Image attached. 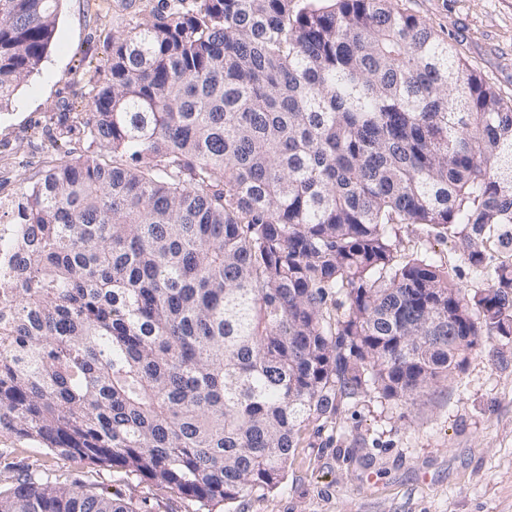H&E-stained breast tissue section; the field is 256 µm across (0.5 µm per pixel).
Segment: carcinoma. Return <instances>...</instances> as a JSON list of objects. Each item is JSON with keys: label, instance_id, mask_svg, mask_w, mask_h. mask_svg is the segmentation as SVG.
I'll return each instance as SVG.
<instances>
[{"label": "carcinoma", "instance_id": "1", "mask_svg": "<svg viewBox=\"0 0 512 512\" xmlns=\"http://www.w3.org/2000/svg\"><path fill=\"white\" fill-rule=\"evenodd\" d=\"M60 2L0 0V108ZM195 3L107 37L16 192L0 430L224 512L343 398L420 405L512 338V105L388 0ZM399 224L461 238L485 288ZM0 512L141 509L43 474Z\"/></svg>", "mask_w": 512, "mask_h": 512}]
</instances>
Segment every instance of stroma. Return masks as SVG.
Returning a JSON list of instances; mask_svg holds the SVG:
<instances>
[{"label": "stroma", "instance_id": "stroma-1", "mask_svg": "<svg viewBox=\"0 0 512 512\" xmlns=\"http://www.w3.org/2000/svg\"><path fill=\"white\" fill-rule=\"evenodd\" d=\"M456 45L466 66L512 102V0H389ZM177 0H63L58 36L40 70L0 109V199L14 196L56 155L52 135L64 103L90 97L87 71L107 56L106 38ZM402 250L460 266L462 242L427 227H398ZM466 292L485 280L470 267ZM486 351L414 409L378 395L346 398L337 415L307 427L281 485L224 512H512V339L489 336ZM50 472L83 490L118 494L146 512H198L179 492L78 456L36 447L0 430V491L26 474Z\"/></svg>", "mask_w": 512, "mask_h": 512}]
</instances>
